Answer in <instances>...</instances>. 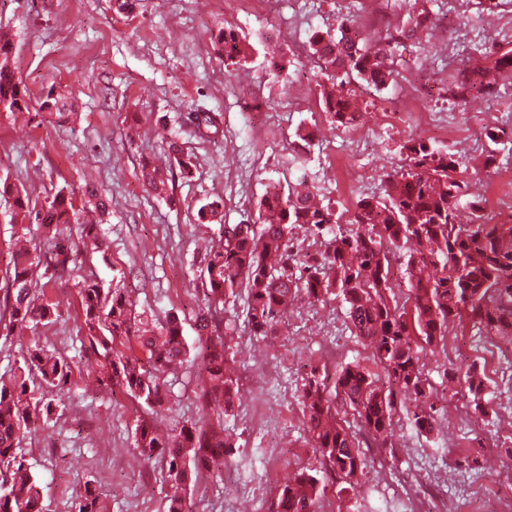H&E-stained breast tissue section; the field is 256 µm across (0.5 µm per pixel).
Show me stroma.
<instances>
[{"label": "stroma", "mask_w": 512, "mask_h": 512, "mask_svg": "<svg viewBox=\"0 0 512 512\" xmlns=\"http://www.w3.org/2000/svg\"><path fill=\"white\" fill-rule=\"evenodd\" d=\"M428 7L435 30L399 48L396 83L358 93L357 120L343 127L324 111L306 42L346 20L370 35L385 33L402 18V0H137L130 13L116 0H0V34L14 45L12 64L31 97L53 89L77 110L66 123L45 113L24 127L0 120V179L24 185L36 205L95 181L109 199L108 247L86 255L84 270L123 289L148 317L184 314L190 343L204 244L219 239L223 224L252 219L268 183L306 179L345 224L358 199L379 194L381 177L403 165V144L421 140L464 152L462 180L482 197L489 219L510 221L512 209L500 200L512 195V76L462 103L449 101L441 80L489 48L512 51V8L481 14L449 0ZM225 28L250 44L241 65H229L215 44ZM277 54L288 62L279 74ZM200 110L219 113L218 134H198L190 117ZM488 127L501 129L497 141L484 137ZM170 136L184 142L196 166L163 200L144 185L140 167L163 158ZM217 197L223 224L200 223L199 207ZM45 294L63 318L44 334L71 360L72 373L51 429L20 449L40 483L43 512H73L77 492L100 476L107 512H164L161 472L142 468L132 445L138 404L84 390L76 278L49 283ZM224 317L238 331L228 358L242 397L224 419L236 454L221 485L199 484L192 495L199 512H268L278 487L319 465L297 401L303 376L323 364H368L370 351L350 334L334 297L298 303L269 339L249 334L243 302L226 305ZM422 359L446 398L441 433L424 437L399 412L392 455L371 448L382 462L359 484L343 492L328 485L326 512H404L410 494L427 503L442 497L447 512H495L512 497V347L485 343L467 326L449 331L446 353L426 351ZM448 360L484 370V416L467 415L465 399L449 397Z\"/></svg>", "instance_id": "35a3bbf8"}]
</instances>
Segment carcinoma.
<instances>
[{"instance_id": "cac0c4a2", "label": "carcinoma", "mask_w": 512, "mask_h": 512, "mask_svg": "<svg viewBox=\"0 0 512 512\" xmlns=\"http://www.w3.org/2000/svg\"><path fill=\"white\" fill-rule=\"evenodd\" d=\"M407 17L375 44L351 22L336 35L313 32L306 52L319 64L325 112L334 122L356 121V88L379 91L396 81L394 44L415 41L432 28L431 12L422 0H405ZM217 43L225 59L234 63L246 55V42L231 29H222ZM12 45L0 38V117L35 110L57 120L74 111L70 98L49 89L32 100L11 62ZM512 72V53H484V62L448 74V98L465 101L473 92L492 89ZM201 134L219 131L217 114L194 117ZM407 165L381 178L379 196L357 201L350 224L354 228L334 234L324 250L301 254L293 250L295 231L315 239L333 231L340 216L332 204L316 201L304 182L285 189L266 186L258 206L256 224H226L222 203L213 200L199 208L203 222L224 225L217 244L203 257V306L194 313L197 346L189 347L182 320L171 314L162 321L136 312V305L121 289L101 286L88 275L80 281L82 317L88 346L83 353L96 357L97 369L87 375L86 388L103 386L137 401L134 444L144 463L160 462L168 484L167 512H198L191 488L207 476L224 477L235 445L224 432V417L240 400L239 378L226 356L227 337L233 328L224 324V303L245 296L251 334L275 336L281 316L299 294L312 303L331 296L346 305L351 332L370 350L371 370L357 363L335 370L333 382L313 366L303 377L299 402L312 448L321 467L301 470L276 489L269 512H323L321 499L327 478L338 486L352 485L371 468L370 445L387 447L398 409L409 405L411 424L425 436L438 434L441 422L433 388L425 376L420 353L425 347L445 344L448 325L468 321L479 333L512 345V224L493 223L484 214L483 200L469 193L456 177L463 157L450 149L425 143L404 146ZM167 150L182 177L194 168L192 156L173 138ZM141 177L161 198L169 193L173 167L159 169L144 161ZM0 196L13 199L28 223L41 232L47 249L22 246L11 252L9 277L4 286L3 311L9 323L32 333L30 346L12 379H0V512H42L37 480L18 453L21 443L43 429L54 410L53 392L68 383L70 362L50 348L37 333L56 323V304L41 297L40 281H56L82 267L88 249L104 251L99 225L84 222L93 208L108 211L106 196L88 187L81 196L64 190L29 208L27 190L0 181ZM470 209V223L457 221L459 203ZM78 225V240L60 238ZM404 259L406 296L399 295L391 274V256ZM203 362L204 381L194 390L199 417L161 428L163 417L175 403L172 379L191 351ZM448 379H463L472 414H485L482 396L485 373L474 365L462 369L445 364ZM101 482L84 484L76 512H102Z\"/></svg>"}]
</instances>
